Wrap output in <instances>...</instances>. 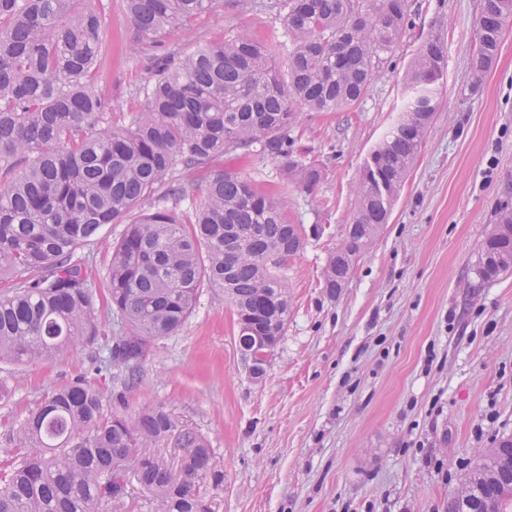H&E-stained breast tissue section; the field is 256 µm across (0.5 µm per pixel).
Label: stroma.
Masks as SVG:
<instances>
[{"instance_id":"obj_1","label":"stroma","mask_w":512,"mask_h":512,"mask_svg":"<svg viewBox=\"0 0 512 512\" xmlns=\"http://www.w3.org/2000/svg\"><path fill=\"white\" fill-rule=\"evenodd\" d=\"M124 2H91L106 14L95 86L117 123L141 107L148 77L145 60L118 43L131 32ZM482 4L407 0L404 32L359 105L298 112L292 156L323 177L286 194V219L301 225L305 247L288 263L294 308L261 378L220 289H202L182 328L150 344L127 390L96 369L116 339L105 313L95 340L55 362L0 361L11 392L0 401V460L38 401L80 377L113 395V411L169 414L174 428L155 448L170 468L180 465L181 432L209 443L214 470L194 491L210 512H448L474 451L512 435V273L488 282L476 274L498 211L512 208V26L471 88ZM240 30L275 44L287 70L278 0H217L166 49L188 53ZM434 33L445 56L439 110L389 223L329 297L327 255L345 237L369 154L404 105L403 73ZM285 164L257 144L224 158L262 190L279 187Z\"/></svg>"}]
</instances>
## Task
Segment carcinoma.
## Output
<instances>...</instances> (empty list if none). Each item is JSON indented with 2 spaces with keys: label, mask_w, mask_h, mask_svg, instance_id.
Returning <instances> with one entry per match:
<instances>
[{
  "label": "carcinoma",
  "mask_w": 512,
  "mask_h": 512,
  "mask_svg": "<svg viewBox=\"0 0 512 512\" xmlns=\"http://www.w3.org/2000/svg\"><path fill=\"white\" fill-rule=\"evenodd\" d=\"M215 0H126L134 42L153 50L139 110L112 127L94 85L105 15L80 0H0V359L54 361L99 335L96 257L82 248L106 224H124L108 249L107 306L122 326L105 364L123 389L135 385L151 341L176 334L202 288L228 294L237 329L272 337L288 325V261L304 248L286 201L224 169V155L252 144L289 157L296 109L339 112L364 97L384 54L403 34L405 0H282L292 50L283 79L274 50L233 33L190 53L156 50ZM512 0H483L471 85L495 58ZM441 37L419 48L404 83V110L364 164L342 243L328 253L323 288H344L361 253L381 234L437 112ZM202 173L188 221L177 214L186 174ZM391 185L372 196L367 175ZM322 172L290 161L286 186L312 190ZM154 200L152 209L141 204ZM512 270V210L499 213L481 248L483 280ZM173 427L160 407L112 413L110 399L82 379L53 390L16 429L12 461L0 469V512H123L126 464L156 512H209L192 481L212 450L191 431L179 471L152 456ZM503 463L470 483L472 508L512 512V436L485 449Z\"/></svg>",
  "instance_id": "carcinoma-1"
}]
</instances>
